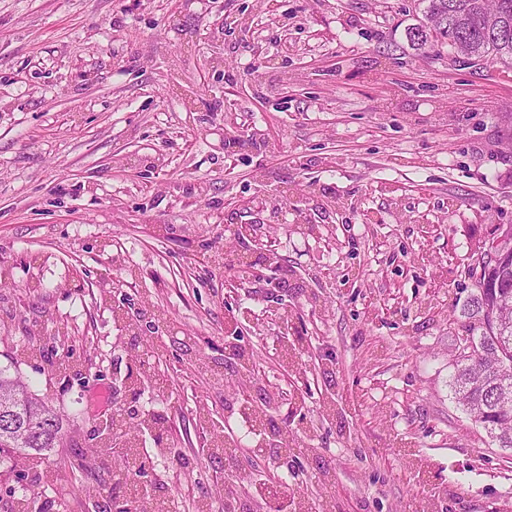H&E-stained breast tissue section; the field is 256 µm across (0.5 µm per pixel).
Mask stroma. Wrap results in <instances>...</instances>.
<instances>
[{
	"instance_id": "stroma-1",
	"label": "stroma",
	"mask_w": 512,
	"mask_h": 512,
	"mask_svg": "<svg viewBox=\"0 0 512 512\" xmlns=\"http://www.w3.org/2000/svg\"><path fill=\"white\" fill-rule=\"evenodd\" d=\"M422 0H0V367L64 416V445L0 454V512H113L130 489L237 512L276 461L239 414L300 405L288 498L317 512H506L512 449L454 401L478 242L512 224V67L413 49ZM276 207L257 212L258 200ZM281 224L300 340L264 319L231 227ZM167 326L132 334L122 296ZM73 350V374L50 366ZM147 474L105 418L129 368ZM231 429L236 447L199 448Z\"/></svg>"
}]
</instances>
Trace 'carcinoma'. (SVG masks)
Instances as JSON below:
<instances>
[{
    "instance_id": "1",
    "label": "carcinoma",
    "mask_w": 512,
    "mask_h": 512,
    "mask_svg": "<svg viewBox=\"0 0 512 512\" xmlns=\"http://www.w3.org/2000/svg\"><path fill=\"white\" fill-rule=\"evenodd\" d=\"M424 17L444 15L451 27L443 33L421 23L409 31L414 47L431 41L454 48L467 45L474 65L512 60V0H426ZM479 277L483 288L471 294L462 309L468 320L465 333L474 342L472 354L454 363L450 386L456 403L489 434L500 448H512V374L500 373L502 363L512 366V313L495 320L499 302L512 299V248L507 256L489 262ZM19 380L0 369V454L5 451H44L60 447L63 417L48 402L28 396L11 401Z\"/></svg>"
}]
</instances>
